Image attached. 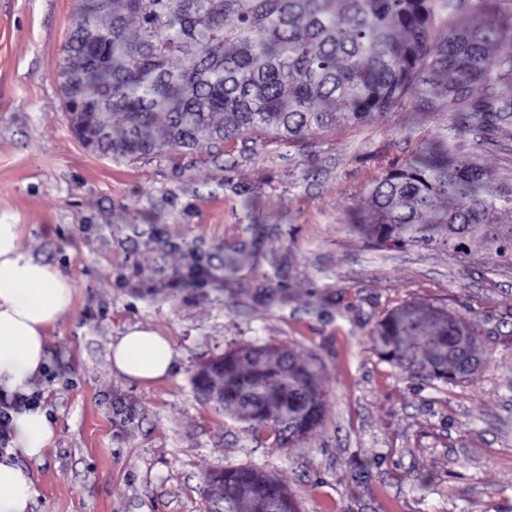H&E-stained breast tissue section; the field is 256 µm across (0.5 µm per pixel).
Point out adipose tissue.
Listing matches in <instances>:
<instances>
[{
    "mask_svg": "<svg viewBox=\"0 0 512 512\" xmlns=\"http://www.w3.org/2000/svg\"><path fill=\"white\" fill-rule=\"evenodd\" d=\"M21 228L0 222V395L23 392L46 364L49 329L73 304L74 288L57 268L35 260L20 244ZM169 342L148 329L128 330L112 347V365L127 378L166 375ZM53 428L39 408L12 412L10 442L24 455L41 457ZM32 481L11 455L0 457V512H31Z\"/></svg>",
    "mask_w": 512,
    "mask_h": 512,
    "instance_id": "ef3b65f1",
    "label": "adipose tissue"
}]
</instances>
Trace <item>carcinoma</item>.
I'll return each instance as SVG.
<instances>
[{
    "label": "carcinoma",
    "instance_id": "1",
    "mask_svg": "<svg viewBox=\"0 0 512 512\" xmlns=\"http://www.w3.org/2000/svg\"><path fill=\"white\" fill-rule=\"evenodd\" d=\"M58 76L75 137L115 160L243 137L303 143L440 94L455 120L383 173L350 231L375 250L422 246L459 262L476 236L512 263V223L501 220L512 171L486 195L477 154L512 127V12L498 0H77ZM373 343L390 364L445 384L482 365L473 324L430 302L388 311ZM321 381L312 355L245 345L207 384H222L219 408L296 448L322 424ZM216 496L224 512H298L287 485L255 467L224 470L206 492Z\"/></svg>",
    "mask_w": 512,
    "mask_h": 512
}]
</instances>
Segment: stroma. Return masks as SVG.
<instances>
[{
	"mask_svg": "<svg viewBox=\"0 0 512 512\" xmlns=\"http://www.w3.org/2000/svg\"><path fill=\"white\" fill-rule=\"evenodd\" d=\"M75 0H0V221L68 276L72 308L30 378L54 438L32 512H205V479L242 465L280 478L299 512H512V268L480 238L459 263L426 247L371 250L348 229L368 189L450 124L446 107L373 115L301 146L109 161L71 133L58 65ZM487 192L512 169V128L485 146ZM209 271L185 279L189 253ZM473 321L484 365L431 382L379 358L372 330L407 301ZM157 331L169 373L112 366L131 327ZM246 344L315 355L323 422L276 448L203 403L201 362Z\"/></svg>",
	"mask_w": 512,
	"mask_h": 512,
	"instance_id": "obj_1",
	"label": "stroma"
}]
</instances>
